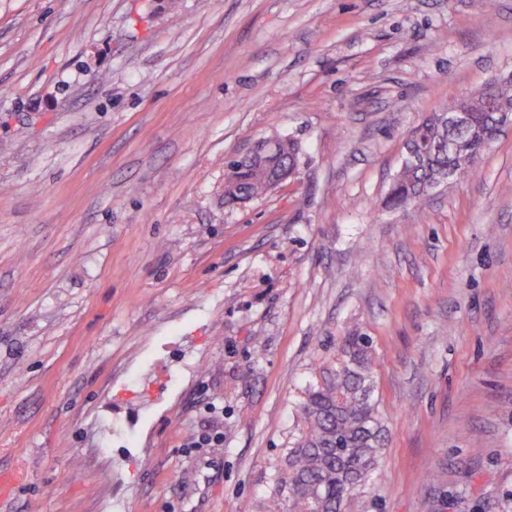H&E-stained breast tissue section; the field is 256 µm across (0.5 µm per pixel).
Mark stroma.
Listing matches in <instances>:
<instances>
[{"instance_id": "stroma-1", "label": "stroma", "mask_w": 512, "mask_h": 512, "mask_svg": "<svg viewBox=\"0 0 512 512\" xmlns=\"http://www.w3.org/2000/svg\"><path fill=\"white\" fill-rule=\"evenodd\" d=\"M508 74L512 0H0V512L287 505L351 336L388 440L344 512H512V130L384 203ZM275 133L296 176L225 207ZM279 143V154L269 160L265 167L248 161L246 155L224 163V204L234 206L236 202L251 201L269 192V170H286L297 166L301 146L291 138L274 136Z\"/></svg>"}]
</instances>
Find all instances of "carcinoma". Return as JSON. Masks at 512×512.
Segmentation results:
<instances>
[{
    "label": "carcinoma",
    "mask_w": 512,
    "mask_h": 512,
    "mask_svg": "<svg viewBox=\"0 0 512 512\" xmlns=\"http://www.w3.org/2000/svg\"><path fill=\"white\" fill-rule=\"evenodd\" d=\"M430 151L422 166L395 176L392 205H418L435 189V182L454 165L458 179L469 175L462 163H452L448 149L424 134ZM279 154L265 167L242 155L225 162L224 204L233 206L269 192V171L297 164L301 146L276 137ZM349 360L336 369L334 380L309 393L303 406L306 432L289 455L288 498L293 512H342L345 498L362 488L377 464L385 440L370 395L368 365L361 336L348 341Z\"/></svg>",
    "instance_id": "cac0c4a2"
}]
</instances>
